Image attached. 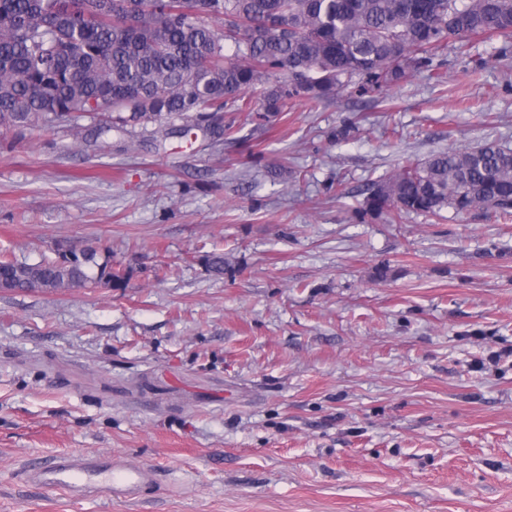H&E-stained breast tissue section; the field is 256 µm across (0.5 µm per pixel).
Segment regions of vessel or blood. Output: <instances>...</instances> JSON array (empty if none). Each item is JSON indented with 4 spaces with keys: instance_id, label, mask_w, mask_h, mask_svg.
Listing matches in <instances>:
<instances>
[{
    "instance_id": "1",
    "label": "vessel or blood",
    "mask_w": 512,
    "mask_h": 512,
    "mask_svg": "<svg viewBox=\"0 0 512 512\" xmlns=\"http://www.w3.org/2000/svg\"><path fill=\"white\" fill-rule=\"evenodd\" d=\"M158 476L157 468L121 456L79 452L45 457L26 469V479L32 486L101 499L115 493L128 500L138 499L145 488L157 483Z\"/></svg>"
}]
</instances>
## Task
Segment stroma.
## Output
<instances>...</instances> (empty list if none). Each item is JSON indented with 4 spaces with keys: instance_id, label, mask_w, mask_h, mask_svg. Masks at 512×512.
<instances>
[{
    "instance_id": "obj_1",
    "label": "stroma",
    "mask_w": 512,
    "mask_h": 512,
    "mask_svg": "<svg viewBox=\"0 0 512 512\" xmlns=\"http://www.w3.org/2000/svg\"><path fill=\"white\" fill-rule=\"evenodd\" d=\"M495 47L445 50L446 82L350 86L228 137L219 117L134 144L0 135V254L89 246L127 276L0 291V512H512V219L354 217L397 165L512 147ZM61 451L160 482L137 502L25 483Z\"/></svg>"
}]
</instances>
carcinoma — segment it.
<instances>
[{
  "mask_svg": "<svg viewBox=\"0 0 512 512\" xmlns=\"http://www.w3.org/2000/svg\"><path fill=\"white\" fill-rule=\"evenodd\" d=\"M0 128L129 126L246 112L268 125L296 98L316 107L427 72L451 42L512 38V0H0ZM477 207L512 216V148L443 149L374 182L356 211L393 224ZM224 275V254L203 258ZM125 274L96 252L38 263L0 258L6 291L62 293Z\"/></svg>",
  "mask_w": 512,
  "mask_h": 512,
  "instance_id": "1",
  "label": "carcinoma"
}]
</instances>
